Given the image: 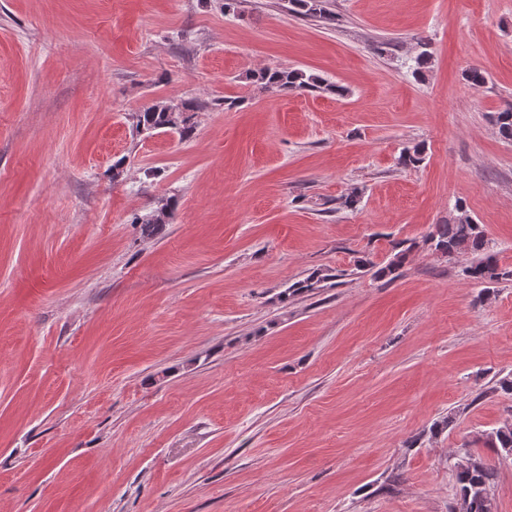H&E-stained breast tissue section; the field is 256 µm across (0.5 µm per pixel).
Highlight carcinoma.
Instances as JSON below:
<instances>
[{"instance_id": "carcinoma-1", "label": "carcinoma", "mask_w": 512, "mask_h": 512, "mask_svg": "<svg viewBox=\"0 0 512 512\" xmlns=\"http://www.w3.org/2000/svg\"><path fill=\"white\" fill-rule=\"evenodd\" d=\"M287 3L288 10L294 14L325 20L332 19L327 8V0H287ZM251 79L265 89L287 94H303L317 90L336 94L341 92L338 86L296 68L265 69L251 75ZM198 109L199 106L193 101L176 106L154 103L136 113L135 128L139 132L148 134L158 130H169L184 138L193 130L194 112ZM495 124L503 138L512 140V107L497 113ZM422 161L423 149L415 146L403 150L398 164L404 168H416ZM455 210L456 215L447 223L436 225L435 231L429 238L431 248L448 258L468 252L474 254L475 258L471 265L465 268V274L480 285L494 284L512 277V270L504 269L499 265L496 256L489 248L482 226L473 220L464 201H457ZM165 217V210L160 209L137 219L136 223L143 225L145 231L152 234L165 223ZM410 250L411 247L404 246V242H395L392 245V257L386 265L378 268L371 259L363 258L358 261V268L365 272L371 270L375 276H391L395 274ZM328 279L329 275L315 271L286 288L282 298L286 300L291 295L311 292L321 287V283ZM487 442L499 455L512 454V423H505L488 433ZM456 468L462 512H491L490 489L494 480V471L472 458L461 465H456Z\"/></svg>"}]
</instances>
